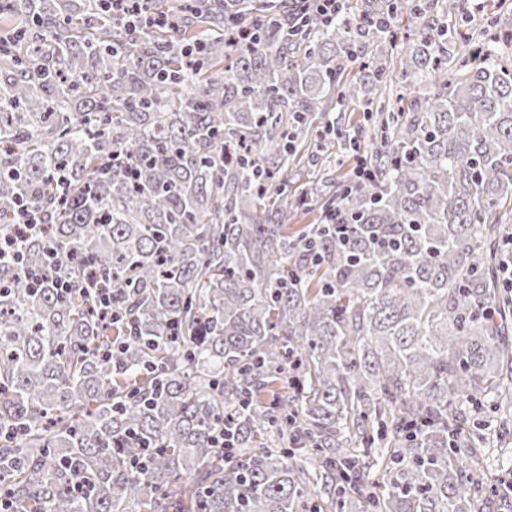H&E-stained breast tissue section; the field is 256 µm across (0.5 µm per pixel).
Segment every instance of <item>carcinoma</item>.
Listing matches in <instances>:
<instances>
[{
    "label": "carcinoma",
    "instance_id": "obj_1",
    "mask_svg": "<svg viewBox=\"0 0 512 512\" xmlns=\"http://www.w3.org/2000/svg\"><path fill=\"white\" fill-rule=\"evenodd\" d=\"M293 4L156 0L187 19L131 34L100 0H0V239L23 205L46 224L0 262L10 512H512L465 434H512V68L448 31L455 0L290 33ZM317 119L371 180L288 194ZM85 288L87 294L94 298L99 317L112 322V296L110 295V289L105 288L101 283L88 281Z\"/></svg>",
    "mask_w": 512,
    "mask_h": 512
}]
</instances>
